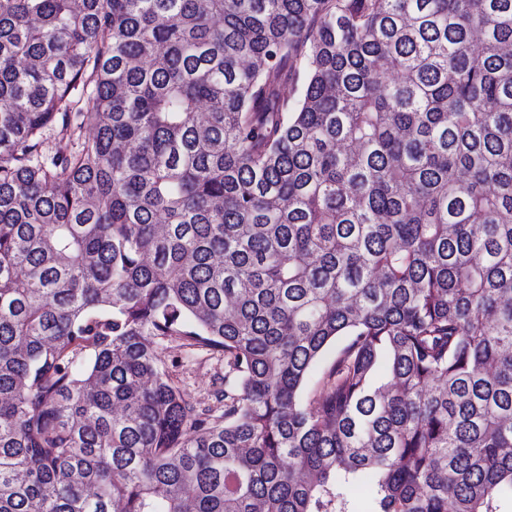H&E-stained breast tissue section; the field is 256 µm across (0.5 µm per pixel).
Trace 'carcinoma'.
Returning a JSON list of instances; mask_svg holds the SVG:
<instances>
[{"label": "carcinoma", "instance_id": "cac0c4a2", "mask_svg": "<svg viewBox=\"0 0 512 512\" xmlns=\"http://www.w3.org/2000/svg\"><path fill=\"white\" fill-rule=\"evenodd\" d=\"M365 474L369 512L512 497V0H0V512H357ZM162 359L171 367L173 373L185 390L198 401L212 403L213 383L224 376V359L213 358L206 354H190L180 347V342L164 343L160 349Z\"/></svg>", "mask_w": 512, "mask_h": 512}]
</instances>
